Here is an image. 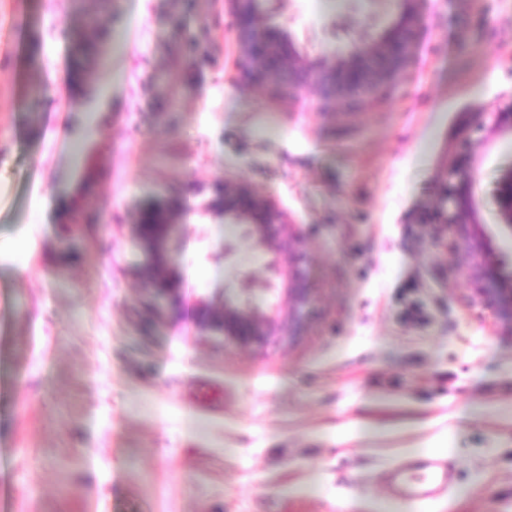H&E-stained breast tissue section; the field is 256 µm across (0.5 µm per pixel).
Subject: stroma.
Masks as SVG:
<instances>
[{"instance_id": "35a3bbf8", "label": "stroma", "mask_w": 512, "mask_h": 512, "mask_svg": "<svg viewBox=\"0 0 512 512\" xmlns=\"http://www.w3.org/2000/svg\"><path fill=\"white\" fill-rule=\"evenodd\" d=\"M389 7L271 4L312 54ZM416 7L405 80L320 112L313 86L246 78L227 0H0V512H417L386 474L423 454L456 470L424 512H512V317L424 221L456 142L478 140L473 206L512 271L494 204L512 131L490 130L512 103V0ZM224 177L306 230L294 340L237 349L142 288L135 223L169 195L192 207L187 302L266 276L243 246L224 263L235 229L196 212Z\"/></svg>"}]
</instances>
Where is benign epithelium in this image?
<instances>
[{
  "label": "benign epithelium",
  "mask_w": 512,
  "mask_h": 512,
  "mask_svg": "<svg viewBox=\"0 0 512 512\" xmlns=\"http://www.w3.org/2000/svg\"><path fill=\"white\" fill-rule=\"evenodd\" d=\"M233 28L245 73L255 82L287 91L312 84L322 110L384 97L404 78L417 47L422 24L417 0H393L395 19L379 32H363L351 43L326 48L311 56L299 50L283 27L273 23L265 8L268 0H228ZM478 144L459 142L439 186V199L424 219L452 229L469 248L470 276L481 283L479 295L512 314V281L486 257L477 235L471 186L476 176ZM204 211L240 230L249 250L268 257V276L238 278L234 288H221L196 300L195 326L214 332L242 350L265 345L297 333L311 292L298 272L300 234L274 199L254 192L244 183L217 181L209 186ZM494 200L500 224L512 232V166L497 180ZM188 207L167 198L144 207L136 222V245L145 255L144 289L170 308L183 305V280L174 260L182 246Z\"/></svg>",
  "instance_id": "obj_1"
}]
</instances>
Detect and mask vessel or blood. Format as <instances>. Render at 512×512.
Returning <instances> with one entry per match:
<instances>
[{
    "label": "vessel or blood",
    "instance_id": "obj_1",
    "mask_svg": "<svg viewBox=\"0 0 512 512\" xmlns=\"http://www.w3.org/2000/svg\"><path fill=\"white\" fill-rule=\"evenodd\" d=\"M387 480L392 500L423 506L452 490L454 468L448 459L433 454L416 464L394 467Z\"/></svg>",
    "mask_w": 512,
    "mask_h": 512
}]
</instances>
